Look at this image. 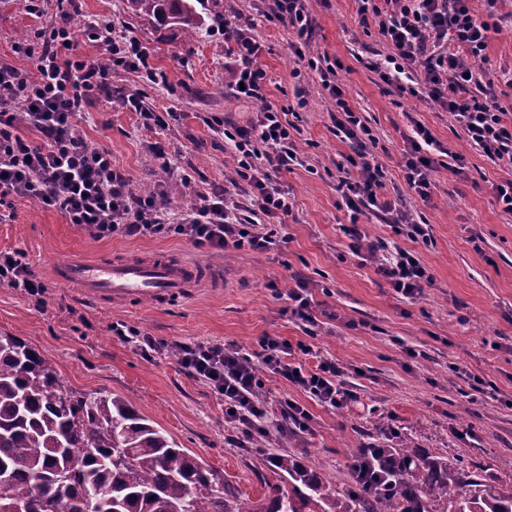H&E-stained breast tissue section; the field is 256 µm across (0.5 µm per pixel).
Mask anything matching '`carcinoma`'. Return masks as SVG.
I'll return each mask as SVG.
<instances>
[{"instance_id":"cac0c4a2","label":"carcinoma","mask_w":512,"mask_h":512,"mask_svg":"<svg viewBox=\"0 0 512 512\" xmlns=\"http://www.w3.org/2000/svg\"><path fill=\"white\" fill-rule=\"evenodd\" d=\"M201 0H125L127 11L194 36ZM393 452L394 488L354 486L336 496L326 475L288 455L267 468L254 501L224 487L210 467L154 426L121 396H89L65 386L24 339L0 334V512H512V484L469 481L448 460L404 448L345 451L361 466Z\"/></svg>"}]
</instances>
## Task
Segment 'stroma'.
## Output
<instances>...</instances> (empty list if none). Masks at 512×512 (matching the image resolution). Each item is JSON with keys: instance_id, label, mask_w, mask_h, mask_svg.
I'll use <instances>...</instances> for the list:
<instances>
[{"instance_id": "35a3bbf8", "label": "stroma", "mask_w": 512, "mask_h": 512, "mask_svg": "<svg viewBox=\"0 0 512 512\" xmlns=\"http://www.w3.org/2000/svg\"><path fill=\"white\" fill-rule=\"evenodd\" d=\"M122 4L72 0L70 8L86 20L113 19L150 44L167 86L144 88L134 75L117 74L112 88L144 89L156 111L179 113L180 120L165 130H149L137 113L95 100L79 116L78 129L88 141L111 150L135 191L162 184L173 206L187 208L194 198L184 193L179 174L189 173L197 190L208 192L234 175L230 149L204 117L232 112L243 120L253 107L229 96L223 28L190 42L179 27L158 26ZM215 6L225 17L240 13L253 19L265 47L260 63L270 79L269 102L281 107L295 105L301 96L307 100L295 112L304 163L276 176L293 203L285 242L264 253L229 249L219 257L170 235L101 240L67 223L59 211L18 198L14 218L0 223V250L24 253L46 292L38 303L0 285V333L27 340L70 389L122 396L245 497H259V476L275 454L321 469L337 493L347 492L352 485L344 453L348 444L412 448L423 457L448 459L464 473L479 471L511 484L512 214L503 211L494 191L507 171L474 150L448 112L427 101L396 99L360 63V56L383 50L384 44L376 22L360 23L355 0H311L309 52L340 61L346 99L377 139L373 152L385 171L387 198L404 199L414 219L429 226L430 242L415 244L374 216L360 220L371 240L415 249L426 265L430 284L416 300L402 298L371 261L347 247L341 226L350 213L336 165L351 149L334 135L332 99L303 73L287 29L266 20L274 0H216ZM45 9L37 17L24 0H0V62L26 66L15 48L21 37H34L60 15L58 0H47ZM493 22L497 30L479 73L481 89L512 112V2ZM416 121L464 158L462 173L437 174L425 200L404 179L405 137ZM157 142L170 154V172L160 170L154 159L151 146ZM72 255L198 260L207 275L189 298L161 307L99 304L53 277V267ZM299 278L309 282L316 311L332 318L312 341L314 355L299 354L295 360L309 368L321 360L338 363L359 400L334 409L263 373L271 419L281 418L294 401L308 409L309 429L299 436L273 430L255 437L250 447H239V430L224 420L223 398L189 376L171 347L232 343L258 362L262 336L302 340L301 325L284 312L288 291ZM116 323L162 341V348L147 353L123 341L112 333ZM475 379L491 385L492 394L471 391Z\"/></svg>"}]
</instances>
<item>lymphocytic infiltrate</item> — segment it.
<instances>
[{"label": "lymphocytic infiltrate", "mask_w": 512, "mask_h": 512, "mask_svg": "<svg viewBox=\"0 0 512 512\" xmlns=\"http://www.w3.org/2000/svg\"><path fill=\"white\" fill-rule=\"evenodd\" d=\"M502 0H359L361 14H372L390 49L374 54L364 66L392 86L397 96L427 98L449 112L469 144L500 168L508 178L494 187L495 197L512 214V121L496 98L470 94L486 62L490 17ZM70 13L43 27L24 44L31 69L0 65V223L13 218V201L26 198L58 210L68 223L94 229L100 239L133 238L174 233L200 250L219 252L247 249L265 252L280 240V228L292 210L290 199L273 175L301 162L287 108H276L266 96V71L259 59L263 46L254 25L225 26L231 63L229 86L235 99L259 103L260 109L246 124L229 116L213 115L208 128L234 154L235 176L230 188L193 191L194 205L176 213L161 208L155 197L133 192L124 172L108 149L97 146L76 131V118L86 104L109 99L112 73H133L143 83H166L164 72L152 63L153 53L139 38L109 21L87 22L85 39L106 46L105 66L68 56L72 43ZM267 21L287 27L299 44H308L311 24L307 0H275ZM307 67L336 103L335 135L350 143L355 155L351 166L357 177L345 178L343 199L352 214L363 211L390 213L398 233L411 241H429L428 226L407 210L385 199L384 171L365 151L371 130L345 98L335 67L324 56L311 55ZM41 136L34 144L16 133L17 127ZM405 181L420 199H427L435 173L460 172L462 157L442 148L431 130L414 123L406 136ZM354 254L376 259V271L396 293L417 298L430 280L426 266L414 251L394 247L376 258L374 246L358 224L344 226ZM0 285L39 297L45 283L31 271L19 251H0ZM288 310L301 322L304 341L291 344L278 336L260 340L261 365H254L231 344H183L179 361L193 377L204 380L224 399V419L240 426L247 438L267 433L268 410L260 401V369L282 377L309 398L339 408L354 400L340 367L322 361L315 369L293 364V352L311 355V341L321 322L307 281H297L288 291Z\"/></svg>", "instance_id": "obj_1"}]
</instances>
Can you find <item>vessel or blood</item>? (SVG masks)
Instances as JSON below:
<instances>
[{
	"label": "vessel or blood",
	"instance_id": "b4317fda",
	"mask_svg": "<svg viewBox=\"0 0 512 512\" xmlns=\"http://www.w3.org/2000/svg\"><path fill=\"white\" fill-rule=\"evenodd\" d=\"M192 261L152 257L101 259L72 257L53 274L67 285L104 302H164L192 288Z\"/></svg>",
	"mask_w": 512,
	"mask_h": 512
}]
</instances>
